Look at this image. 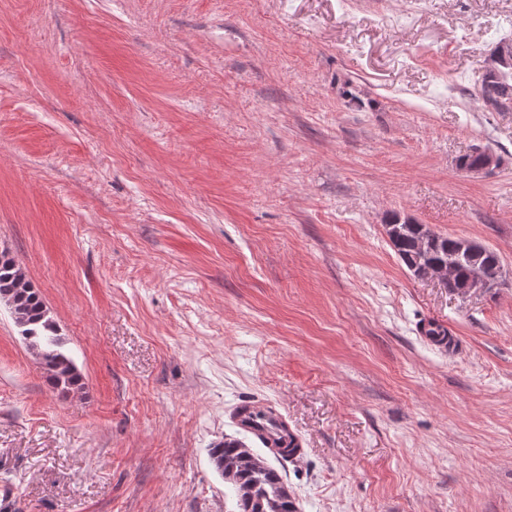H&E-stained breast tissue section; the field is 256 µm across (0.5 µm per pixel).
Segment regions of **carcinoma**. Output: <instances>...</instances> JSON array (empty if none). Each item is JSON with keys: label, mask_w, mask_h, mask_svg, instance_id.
<instances>
[{"label": "carcinoma", "mask_w": 512, "mask_h": 512, "mask_svg": "<svg viewBox=\"0 0 512 512\" xmlns=\"http://www.w3.org/2000/svg\"><path fill=\"white\" fill-rule=\"evenodd\" d=\"M480 99L496 111L512 109V53L484 62ZM388 225L390 243L414 274L424 265L452 264L456 268L457 287L476 267L491 277L500 274L499 257L489 248L462 254L457 238L436 234L427 225L403 220L396 214ZM0 301L9 306L22 337L42 359L49 384L63 391L79 386L81 375L73 360L61 350L55 322L7 252L0 253ZM210 457L224 480L232 485L239 512H297L281 475L244 442L226 438L224 444L210 449Z\"/></svg>", "instance_id": "1"}]
</instances>
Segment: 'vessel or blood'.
Returning a JSON list of instances; mask_svg holds the SVG:
<instances>
[{"label":"vessel or blood","mask_w":512,"mask_h":512,"mask_svg":"<svg viewBox=\"0 0 512 512\" xmlns=\"http://www.w3.org/2000/svg\"><path fill=\"white\" fill-rule=\"evenodd\" d=\"M234 422L237 428L250 434L261 445L284 447L290 458H300L304 453L301 437L288 425L286 416L264 402L238 406Z\"/></svg>","instance_id":"obj_1"}]
</instances>
